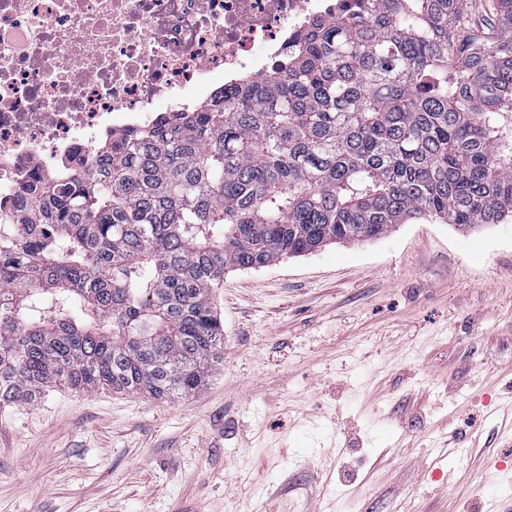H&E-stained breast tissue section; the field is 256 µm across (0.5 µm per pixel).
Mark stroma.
Returning <instances> with one entry per match:
<instances>
[{"label":"stroma","mask_w":512,"mask_h":512,"mask_svg":"<svg viewBox=\"0 0 512 512\" xmlns=\"http://www.w3.org/2000/svg\"><path fill=\"white\" fill-rule=\"evenodd\" d=\"M217 306L224 363L190 396L0 409V512H479L477 472L512 465L511 219L231 271Z\"/></svg>","instance_id":"stroma-1"}]
</instances>
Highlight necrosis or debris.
I'll return each mask as SVG.
<instances>
[{"instance_id":"4bbe7bcc","label":"necrosis or debris","mask_w":512,"mask_h":512,"mask_svg":"<svg viewBox=\"0 0 512 512\" xmlns=\"http://www.w3.org/2000/svg\"><path fill=\"white\" fill-rule=\"evenodd\" d=\"M335 0H0V211L101 140L257 78Z\"/></svg>"}]
</instances>
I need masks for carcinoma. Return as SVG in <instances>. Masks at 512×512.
<instances>
[{
    "mask_svg": "<svg viewBox=\"0 0 512 512\" xmlns=\"http://www.w3.org/2000/svg\"><path fill=\"white\" fill-rule=\"evenodd\" d=\"M349 0L269 74L19 189L0 231V406L51 387L154 399L224 360L227 270L412 219H512V0Z\"/></svg>",
    "mask_w": 512,
    "mask_h": 512,
    "instance_id": "carcinoma-1",
    "label": "carcinoma"
}]
</instances>
